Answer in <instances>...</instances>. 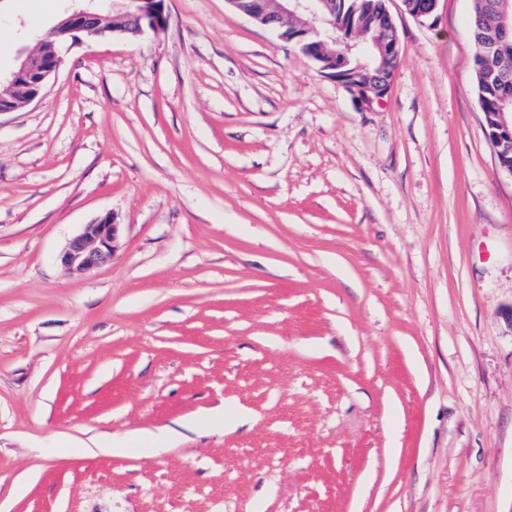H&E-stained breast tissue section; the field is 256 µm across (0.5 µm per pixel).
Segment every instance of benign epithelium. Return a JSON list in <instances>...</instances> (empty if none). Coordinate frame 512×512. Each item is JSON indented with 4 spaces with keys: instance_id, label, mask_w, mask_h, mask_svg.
Segmentation results:
<instances>
[{
    "instance_id": "obj_1",
    "label": "benign epithelium",
    "mask_w": 512,
    "mask_h": 512,
    "mask_svg": "<svg viewBox=\"0 0 512 512\" xmlns=\"http://www.w3.org/2000/svg\"><path fill=\"white\" fill-rule=\"evenodd\" d=\"M73 6L51 29L38 40L36 48L20 60L8 73L0 72V84L23 95V103L35 100L48 79L55 74L62 63L55 45L80 36L104 37L110 33H123L128 24H133L135 33L156 30L165 23L164 0H72ZM408 14L416 18H430L434 15L438 0H402ZM335 0H249V7L243 14L256 22L268 26L272 23L288 31L293 25L321 44L329 34V28L336 27ZM497 21L492 28L486 56L502 52L500 44L512 33V0H497L495 3ZM361 50L376 60L374 73L357 78L347 72L336 71L333 77L361 102L371 104L382 100L388 93L390 79L385 77L390 66L400 60L399 40L388 10L375 14L368 28L362 31L360 40L347 45L346 50ZM488 137L496 145L500 169L512 176V118L498 113V124ZM120 225L114 214L108 212L81 225L77 234L71 237L58 254V261L68 273L84 274L112 262L114 243Z\"/></svg>"
}]
</instances>
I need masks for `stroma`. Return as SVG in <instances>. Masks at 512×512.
<instances>
[{
  "label": "stroma",
  "instance_id": "35a3bbf8",
  "mask_svg": "<svg viewBox=\"0 0 512 512\" xmlns=\"http://www.w3.org/2000/svg\"><path fill=\"white\" fill-rule=\"evenodd\" d=\"M68 6L0 0V69ZM164 6L0 114V512H512V177L471 0H386L369 107L230 0ZM106 212L112 262L64 272ZM496 0H474L473 16L471 19L474 41L478 47V53L474 59V70L477 81L478 100L481 110L484 114L486 127L494 125L498 122L489 133L488 137L492 143L496 145V155L500 169L512 177V111L510 107L505 110L501 109L500 98L497 91L503 90L501 85L491 87V82H487L484 78L483 66L485 63L484 44L488 40V34L494 22V11L492 3ZM509 58L510 82L506 81L505 90L503 92L512 94V50L505 49ZM496 112L498 113L497 120ZM510 114V119H506V115Z\"/></svg>",
  "mask_w": 512,
  "mask_h": 512
}]
</instances>
